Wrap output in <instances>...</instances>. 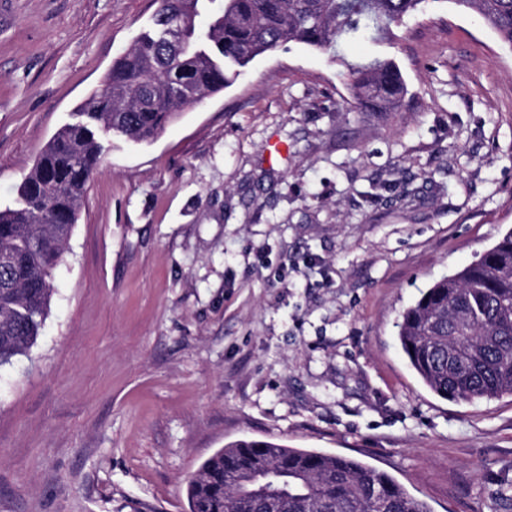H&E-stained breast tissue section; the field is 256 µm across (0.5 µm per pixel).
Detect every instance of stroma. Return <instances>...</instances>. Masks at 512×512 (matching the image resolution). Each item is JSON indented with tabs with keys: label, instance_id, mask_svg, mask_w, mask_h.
Segmentation results:
<instances>
[{
	"label": "stroma",
	"instance_id": "obj_1",
	"mask_svg": "<svg viewBox=\"0 0 512 512\" xmlns=\"http://www.w3.org/2000/svg\"><path fill=\"white\" fill-rule=\"evenodd\" d=\"M156 0H0V207ZM390 43L252 61L112 140L35 347L0 367V512H189L239 439L345 455L431 512H512V396L453 402L396 323L512 228V49L446 0ZM392 57L404 108L354 109ZM342 64L347 69L352 99L365 112H398L408 89L399 66L391 58L372 57Z\"/></svg>",
	"mask_w": 512,
	"mask_h": 512
}]
</instances>
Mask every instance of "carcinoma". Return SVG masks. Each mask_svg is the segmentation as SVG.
<instances>
[{
  "mask_svg": "<svg viewBox=\"0 0 512 512\" xmlns=\"http://www.w3.org/2000/svg\"><path fill=\"white\" fill-rule=\"evenodd\" d=\"M472 11L512 48V0H156L152 27L112 63L0 209V366L36 343L89 183L113 138L146 142L183 108L228 86L256 57L290 42L343 60L353 36L390 39L435 3ZM176 26L179 38L162 32ZM366 112H398L408 89L391 58L345 64ZM400 348L423 384L453 401L512 395V229L478 260L435 281L401 315ZM288 512H430L387 473L341 455L241 439L218 450L187 487L189 512H263L257 472Z\"/></svg>",
  "mask_w": 512,
  "mask_h": 512,
  "instance_id": "obj_1",
  "label": "carcinoma"
}]
</instances>
